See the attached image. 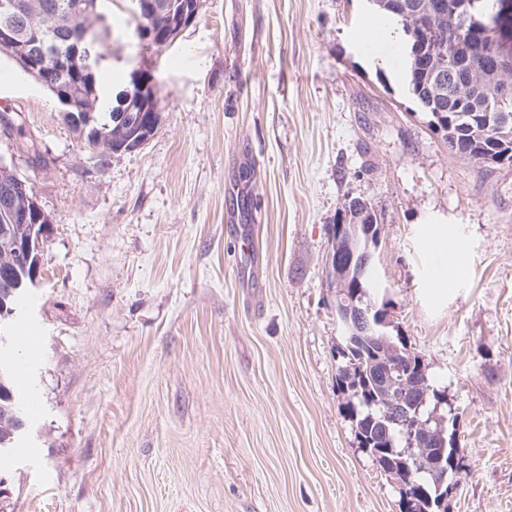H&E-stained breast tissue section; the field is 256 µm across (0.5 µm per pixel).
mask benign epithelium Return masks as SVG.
Listing matches in <instances>:
<instances>
[{"mask_svg": "<svg viewBox=\"0 0 512 512\" xmlns=\"http://www.w3.org/2000/svg\"><path fill=\"white\" fill-rule=\"evenodd\" d=\"M140 14L148 18V23L140 26L138 36L152 43L157 38L153 20L158 16L160 5L156 0H139ZM201 9V0H195L187 6L179 19L178 27L167 33L165 42L174 41L197 18ZM17 25L3 23L0 25V44L5 47L19 46L22 52L23 70L43 83L55 86L52 77L64 68V58L78 48L68 50H48L36 42L17 44ZM404 45L406 55L413 62L427 63L431 71L430 80L443 84L449 78H455V71L449 63L448 45L459 44L457 54L484 61L490 59L494 70L502 77L512 74V52L503 48L499 42L486 37L483 29L472 30L468 37L458 43L453 36H448L438 25L409 23L405 28ZM129 92L136 94L140 104L146 106L154 101V88L144 77L143 69L136 68L130 72ZM486 125H494L499 131H505L512 125V115L496 111L486 113ZM8 211L12 223L29 225V237L15 251L16 263L12 267L0 268V352L8 353L11 347V329L19 310V300L31 288L38 287L41 278V251L47 237L49 216L39 207L36 197L24 195L23 199L8 201ZM365 228L367 245L360 250L351 244V238L358 227ZM379 231L371 205L360 198H349L344 203L342 218L332 229L331 249L326 256V269L330 287L336 289V311L347 327L349 344H357L369 336L382 347V355L373 375L385 390L383 398L384 419L388 423L402 424L409 427L413 445L426 449L429 454L428 468L437 488V505L443 506L453 488L448 486V448L443 437L445 417H438V427L434 431L414 422L420 414L416 401L422 399L419 386H410L415 401L408 402L406 392L396 388L394 375L401 370L395 362L389 360L387 337L384 328L388 324V308L373 304L358 305L356 300L342 299L346 293L347 281L360 278L363 271L373 264V248L378 246Z\"/></svg>", "mask_w": 512, "mask_h": 512, "instance_id": "obj_1", "label": "benign epithelium"}]
</instances>
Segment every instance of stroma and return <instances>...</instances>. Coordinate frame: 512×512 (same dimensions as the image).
Masks as SVG:
<instances>
[{
  "mask_svg": "<svg viewBox=\"0 0 512 512\" xmlns=\"http://www.w3.org/2000/svg\"><path fill=\"white\" fill-rule=\"evenodd\" d=\"M114 80L153 78L160 121L106 163L53 95L0 52V111L46 166L0 135V162L51 217L19 349L37 400L0 462V512H400L336 377L344 327L327 283L347 199L373 207L386 332L445 388L462 448L446 512H512V165L452 153L389 47L361 40L368 0H202L169 46L131 0H103ZM253 224L260 263L241 287ZM464 271L443 306L423 227ZM139 8H140V15L145 16L148 18L147 24H142V26H139L141 19L139 15L135 14V10L132 13V16L134 20L137 22L136 27L138 28L137 34L142 39L149 43H153L155 39L157 38V30L153 24V20L158 16L160 5L156 0H139ZM155 47L161 48L165 47L166 45L163 44V41L160 40L156 42L155 44H152Z\"/></svg>",
  "mask_w": 512,
  "mask_h": 512,
  "instance_id": "1",
  "label": "stroma"
}]
</instances>
